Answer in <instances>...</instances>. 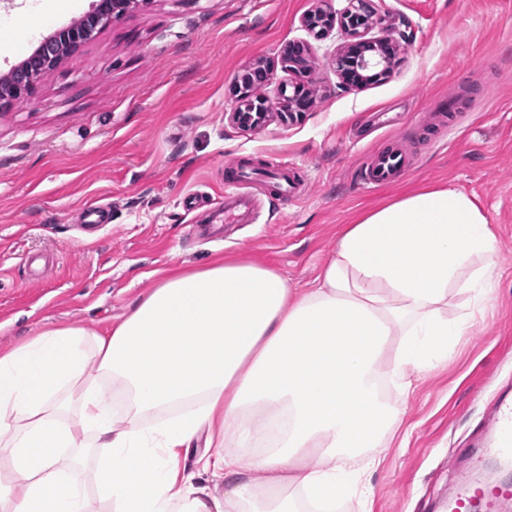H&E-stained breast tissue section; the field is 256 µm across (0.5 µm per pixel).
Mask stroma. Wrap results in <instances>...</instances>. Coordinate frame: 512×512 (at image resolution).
<instances>
[{
	"instance_id": "1",
	"label": "stroma",
	"mask_w": 512,
	"mask_h": 512,
	"mask_svg": "<svg viewBox=\"0 0 512 512\" xmlns=\"http://www.w3.org/2000/svg\"><path fill=\"white\" fill-rule=\"evenodd\" d=\"M94 0H0V73L17 64L21 33L54 32ZM319 0H143L113 20L0 112V347L48 323L104 331L175 266L238 258L311 285L339 231L410 190L450 185L476 195L498 235L501 275L485 318L457 340L449 365L414 376L404 398L407 443L382 449L372 512H440L460 481L448 459L485 424L498 392L512 391V0H375L405 19L412 38L382 82L343 87L340 30L315 39L303 24ZM292 43L310 47L313 103L286 121L269 112L243 130L229 115L235 77L274 66L260 93L278 100L294 74L277 70ZM468 103L445 145L422 147L411 170L373 191L366 155L411 127H431L450 95ZM289 167L302 186L258 220L209 223L185 196L220 198L224 167ZM109 223L85 228L87 208Z\"/></svg>"
}]
</instances>
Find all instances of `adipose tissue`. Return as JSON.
Instances as JSON below:
<instances>
[{
    "mask_svg": "<svg viewBox=\"0 0 512 512\" xmlns=\"http://www.w3.org/2000/svg\"><path fill=\"white\" fill-rule=\"evenodd\" d=\"M498 269L478 198L430 186L347 225L311 287L224 259L166 274L108 333L47 327L0 350V512H303V497L349 490L372 502L379 448L410 435L412 375L482 319ZM217 423L239 452H222ZM201 437L199 473H180Z\"/></svg>",
    "mask_w": 512,
    "mask_h": 512,
    "instance_id": "ef3b65f1",
    "label": "adipose tissue"
}]
</instances>
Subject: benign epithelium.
<instances>
[{
  "mask_svg": "<svg viewBox=\"0 0 512 512\" xmlns=\"http://www.w3.org/2000/svg\"><path fill=\"white\" fill-rule=\"evenodd\" d=\"M373 0H349V7L336 19V12L318 8L307 13L303 19L304 26L316 36L322 37L340 22L347 41L336 57V71L345 86L363 84L370 77L382 78L391 72L396 57V45L383 37L369 38L367 27L374 23L375 11ZM138 0H99L85 16V23H71L59 30L64 36L66 51L55 60H42L34 55L26 61L13 66L8 73L0 76V111L8 108L12 102L31 94L36 85L47 78L65 57L81 48L91 40L92 27L100 29L108 26L115 17L131 14ZM283 68L298 72L303 65H309V47L294 43L288 45L280 59ZM246 92L236 96L240 102L231 114V120L241 128H252L261 124L266 113H258L254 120L241 105Z\"/></svg>",
  "mask_w": 512,
  "mask_h": 512,
  "instance_id": "1",
  "label": "benign epithelium"
}]
</instances>
